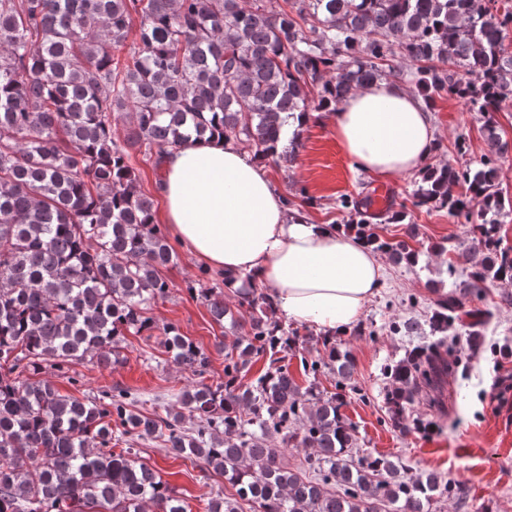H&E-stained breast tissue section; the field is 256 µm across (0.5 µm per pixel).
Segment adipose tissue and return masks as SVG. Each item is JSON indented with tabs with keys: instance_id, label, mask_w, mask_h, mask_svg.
Here are the masks:
<instances>
[{
	"instance_id": "1",
	"label": "adipose tissue",
	"mask_w": 512,
	"mask_h": 512,
	"mask_svg": "<svg viewBox=\"0 0 512 512\" xmlns=\"http://www.w3.org/2000/svg\"><path fill=\"white\" fill-rule=\"evenodd\" d=\"M336 142L359 169L417 173L435 145L424 102L402 82L350 92L332 114ZM161 221L205 268L247 273L268 288L278 317L326 334L348 332L384 278L379 256L327 224L292 220L269 170L221 142H192L162 162Z\"/></svg>"
}]
</instances>
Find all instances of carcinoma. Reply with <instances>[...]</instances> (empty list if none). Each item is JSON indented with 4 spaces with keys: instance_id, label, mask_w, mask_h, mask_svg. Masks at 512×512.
Segmentation results:
<instances>
[{
    "instance_id": "1",
    "label": "carcinoma",
    "mask_w": 512,
    "mask_h": 512,
    "mask_svg": "<svg viewBox=\"0 0 512 512\" xmlns=\"http://www.w3.org/2000/svg\"><path fill=\"white\" fill-rule=\"evenodd\" d=\"M497 0H0V512H188L185 499L139 458L152 439L235 490L205 512H429L458 497L437 473L413 475L384 455L358 457L341 413L354 359H301L299 383L281 353L299 330L273 319L269 294L247 275L217 282L202 270L184 284L213 319L238 334L224 351V381L174 394L164 414H144L115 387L79 399L43 376L90 358L126 360L125 337L163 336L172 362L203 375L210 356L148 311L169 293L162 270L177 260L155 202L138 185L136 159L214 137L267 164L294 160L296 114L330 112L354 89L398 72L428 108L459 98L484 119L478 162L430 164L411 193L472 225L478 246L448 262L465 267L456 295L435 301L425 323L393 333L434 340L389 364L387 424L420 426L422 395L448 376V331L487 283L512 281V247L500 226L512 197L499 188L512 144L497 113L512 106V10ZM138 43L126 47L134 20ZM130 122L123 139L112 126ZM371 198L340 200L347 228L394 263L415 262L414 236L386 238ZM249 310L243 320L224 290ZM268 358L252 381L253 363ZM336 377L335 391L318 377ZM194 425L186 426V420ZM125 443L119 451L112 440ZM289 448L307 451L304 471Z\"/></svg>"
}]
</instances>
